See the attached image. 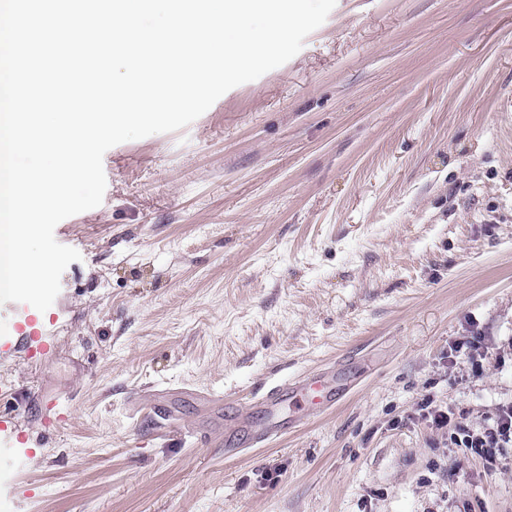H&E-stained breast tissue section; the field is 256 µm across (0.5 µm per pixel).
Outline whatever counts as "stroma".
Here are the masks:
<instances>
[{
    "mask_svg": "<svg viewBox=\"0 0 512 512\" xmlns=\"http://www.w3.org/2000/svg\"><path fill=\"white\" fill-rule=\"evenodd\" d=\"M103 168L54 231L80 261L28 311L47 358L0 305V417L36 450L0 467L9 512H512V447L450 472L419 411L512 401V0H337L290 61ZM336 361L334 410L231 457L198 442L205 393Z\"/></svg>",
    "mask_w": 512,
    "mask_h": 512,
    "instance_id": "obj_1",
    "label": "stroma"
}]
</instances>
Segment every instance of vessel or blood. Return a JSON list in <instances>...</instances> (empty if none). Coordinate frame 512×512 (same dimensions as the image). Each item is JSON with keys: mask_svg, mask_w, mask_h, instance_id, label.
I'll return each mask as SVG.
<instances>
[{"mask_svg": "<svg viewBox=\"0 0 512 512\" xmlns=\"http://www.w3.org/2000/svg\"><path fill=\"white\" fill-rule=\"evenodd\" d=\"M345 382H333L329 372L310 373L273 385L255 404L259 419L248 424V446L264 445L284 433L294 431L301 420L299 411L307 407L328 409L346 395ZM33 454L26 446L25 435L18 431L12 419H0V464L11 467L25 462Z\"/></svg>", "mask_w": 512, "mask_h": 512, "instance_id": "1", "label": "vessel or blood"}]
</instances>
